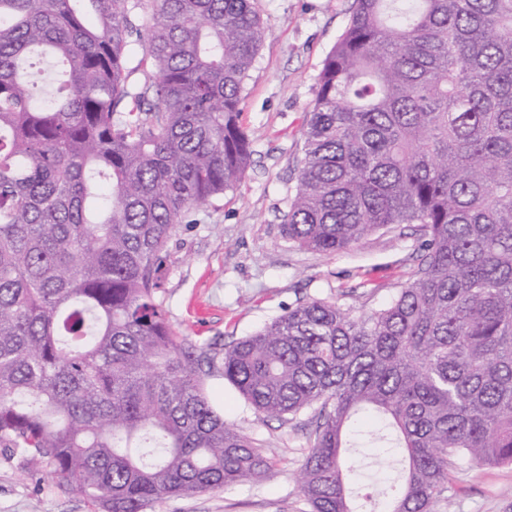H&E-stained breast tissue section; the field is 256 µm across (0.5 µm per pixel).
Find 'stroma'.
<instances>
[{
  "instance_id": "obj_1",
  "label": "stroma",
  "mask_w": 512,
  "mask_h": 512,
  "mask_svg": "<svg viewBox=\"0 0 512 512\" xmlns=\"http://www.w3.org/2000/svg\"><path fill=\"white\" fill-rule=\"evenodd\" d=\"M266 37L246 81L243 121L256 132L251 164L233 190L177 225L159 270L157 300L190 340L223 353L293 304L332 298L378 307L417 272L422 239L413 224L381 229L356 247L320 254L281 234L303 157L302 131L326 53L344 30L354 0H253ZM213 406L242 428L273 472L227 489L170 497L148 512H306L295 473L311 448L315 420L303 412L266 419L225 379L205 378ZM440 512H512V466L479 469L459 460ZM0 512H101L99 505L0 451Z\"/></svg>"
}]
</instances>
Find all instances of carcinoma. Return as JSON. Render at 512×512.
<instances>
[{
  "label": "carcinoma",
  "mask_w": 512,
  "mask_h": 512,
  "mask_svg": "<svg viewBox=\"0 0 512 512\" xmlns=\"http://www.w3.org/2000/svg\"><path fill=\"white\" fill-rule=\"evenodd\" d=\"M265 36L252 0H0V446L102 512L273 469L157 300L176 225L250 163ZM303 137L288 243L417 224L424 269L370 311L288 307L224 378L267 418L313 410L308 512H373L343 456L366 413L385 512H436L455 461L512 465V0H355Z\"/></svg>",
  "instance_id": "carcinoma-1"
}]
</instances>
